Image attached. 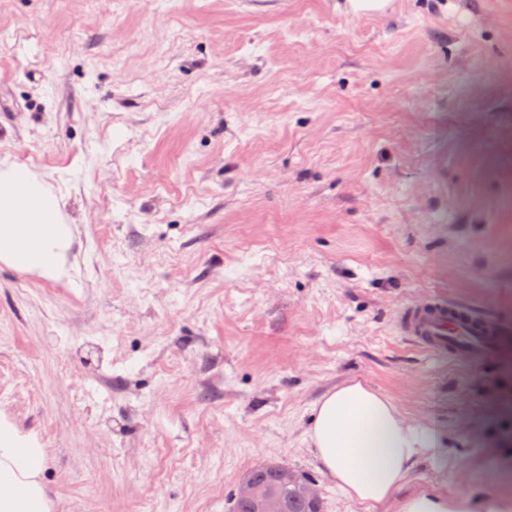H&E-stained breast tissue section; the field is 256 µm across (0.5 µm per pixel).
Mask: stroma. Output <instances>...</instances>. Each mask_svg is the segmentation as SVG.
<instances>
[{"instance_id":"1","label":"stroma","mask_w":512,"mask_h":512,"mask_svg":"<svg viewBox=\"0 0 512 512\" xmlns=\"http://www.w3.org/2000/svg\"><path fill=\"white\" fill-rule=\"evenodd\" d=\"M512 0H0V160L66 194L71 277L0 263V413L56 512H230L350 379L446 443L417 490L512 500V339L421 350L441 297L512 325Z\"/></svg>"}]
</instances>
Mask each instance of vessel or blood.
Instances as JSON below:
<instances>
[{
	"instance_id": "1",
	"label": "vessel or blood",
	"mask_w": 512,
	"mask_h": 512,
	"mask_svg": "<svg viewBox=\"0 0 512 512\" xmlns=\"http://www.w3.org/2000/svg\"><path fill=\"white\" fill-rule=\"evenodd\" d=\"M399 328L426 352L463 355L474 362L495 351L502 333L499 325L439 299L404 307Z\"/></svg>"
}]
</instances>
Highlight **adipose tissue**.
Here are the masks:
<instances>
[{"label":"adipose tissue","mask_w":512,"mask_h":512,"mask_svg":"<svg viewBox=\"0 0 512 512\" xmlns=\"http://www.w3.org/2000/svg\"><path fill=\"white\" fill-rule=\"evenodd\" d=\"M65 197L29 167L0 162V262L45 278L63 273L73 238ZM309 443L319 470L349 499L377 512L394 498L414 465L437 461L445 442L434 428L406 420L394 403L361 380L327 392L314 407ZM46 449L0 414V512H55L44 476ZM398 512H512L499 499L475 501L413 492Z\"/></svg>","instance_id":"obj_1"}]
</instances>
